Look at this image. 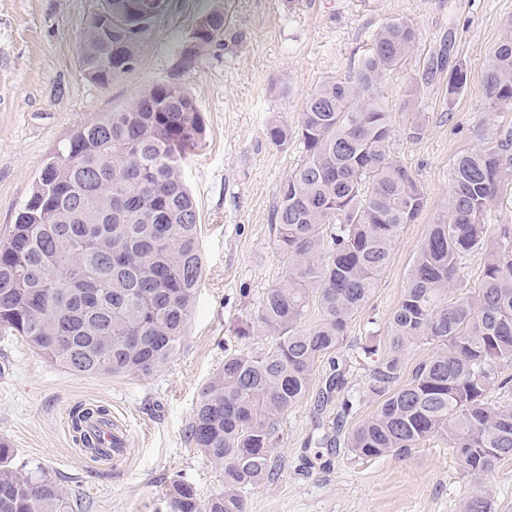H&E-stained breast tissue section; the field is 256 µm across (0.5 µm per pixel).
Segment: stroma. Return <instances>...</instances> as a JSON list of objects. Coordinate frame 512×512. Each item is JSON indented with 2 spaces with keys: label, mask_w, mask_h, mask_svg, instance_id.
I'll list each match as a JSON object with an SVG mask.
<instances>
[{
  "label": "stroma",
  "mask_w": 512,
  "mask_h": 512,
  "mask_svg": "<svg viewBox=\"0 0 512 512\" xmlns=\"http://www.w3.org/2000/svg\"><path fill=\"white\" fill-rule=\"evenodd\" d=\"M214 4L172 0L143 47L141 67L100 86L79 64V35L98 0H0V239L47 157L97 114L126 107L143 89L174 79L191 91L206 127L204 146L184 165L200 216L203 279L184 342L169 364L146 380L81 377L20 338L0 336V438L9 441L16 467L43 472L64 489L74 512H167L164 490L178 478L203 501L222 490L221 469L190 447L185 430L225 348L259 352L270 344L261 334L239 343L235 331L287 272L272 214L279 185L303 152L296 141L272 146L266 129L294 122L307 91L357 67L380 26L392 19L416 25L419 59L455 27L468 69V89L456 99L441 83L420 89L417 106L428 126L418 139L402 112L415 70L393 73L384 85L396 117L390 150L414 170L430 206L446 197L453 160L476 143L482 119L512 127V112L485 115L481 101L485 66L512 23V0H224L231 27L244 31L245 41L183 69L181 46L197 16ZM429 222L425 214L404 226L347 340L316 363L305 396L282 417L275 444L279 474L245 489L247 512H460L484 489L496 512H512V461L478 480L439 437L376 458L325 443L347 436L376 407L367 390L374 354L388 346V321ZM334 363L345 385L322 406L319 391ZM347 398L355 408L338 419ZM79 403L107 406L113 424L128 432L124 464L93 468L73 447L69 412Z\"/></svg>",
  "instance_id": "obj_1"
}]
</instances>
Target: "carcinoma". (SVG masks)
I'll use <instances>...</instances> for the list:
<instances>
[{
	"label": "carcinoma",
	"instance_id": "obj_1",
	"mask_svg": "<svg viewBox=\"0 0 512 512\" xmlns=\"http://www.w3.org/2000/svg\"><path fill=\"white\" fill-rule=\"evenodd\" d=\"M150 0H99L82 36L80 60L90 81L107 85L142 62L154 24L168 13ZM226 8L201 14L182 45L186 66L225 46ZM420 39L393 19L376 32L357 68L306 93L296 126L273 123L267 139H293L305 157L282 181L273 212L288 272L267 289L246 340L272 337L261 352L226 350L203 387L186 428L189 445L222 469L223 489L203 502L195 488L168 484L169 512H246L242 489L275 479L281 416L306 394L317 361L335 352L371 298L401 229L428 208L425 186L393 156L395 134L383 87L406 68ZM455 30L424 59L405 90L415 106L420 85L447 81L448 101L469 83ZM486 111L512 110V25L505 29L481 85ZM195 98L179 82L153 85L129 106L78 127L44 162L8 236L0 240V336H17L74 375L149 378L181 346L203 275L199 216L183 163L203 146ZM512 183V130L482 135L454 159L448 198L432 214L406 287L391 314L386 353L372 369L375 410L349 432L358 457L403 453L432 436L448 441L467 473L480 477L512 460V224L488 234L485 217ZM481 255L478 288L464 291V263ZM318 317L304 318L310 301ZM431 345L404 376L410 344ZM103 405L78 406L72 441L94 461L87 423L110 422ZM0 438V512H73L65 491L43 474L12 465ZM462 512H495L491 493L467 499Z\"/></svg>",
	"mask_w": 512,
	"mask_h": 512
}]
</instances>
